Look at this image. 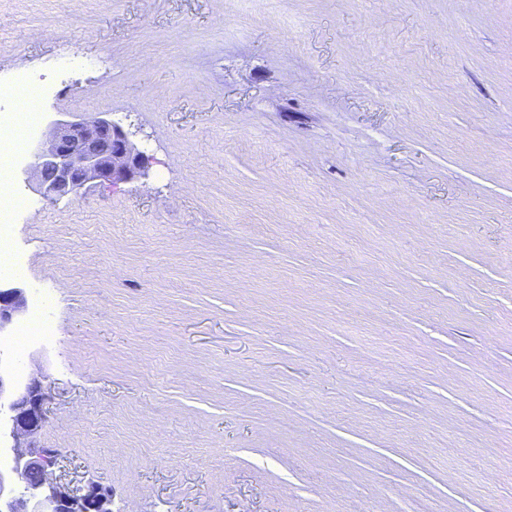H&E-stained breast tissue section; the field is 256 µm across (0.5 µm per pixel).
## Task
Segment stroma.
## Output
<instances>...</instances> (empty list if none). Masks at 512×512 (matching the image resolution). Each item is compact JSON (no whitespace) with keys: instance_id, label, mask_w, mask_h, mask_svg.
Wrapping results in <instances>:
<instances>
[{"instance_id":"1","label":"stroma","mask_w":512,"mask_h":512,"mask_svg":"<svg viewBox=\"0 0 512 512\" xmlns=\"http://www.w3.org/2000/svg\"><path fill=\"white\" fill-rule=\"evenodd\" d=\"M39 129L147 179L11 226L55 485L112 512H512V0H0ZM41 309V298H37L34 306V319L31 323L23 325L20 328V336H23L26 340H44L52 336L51 325L42 319Z\"/></svg>"}]
</instances>
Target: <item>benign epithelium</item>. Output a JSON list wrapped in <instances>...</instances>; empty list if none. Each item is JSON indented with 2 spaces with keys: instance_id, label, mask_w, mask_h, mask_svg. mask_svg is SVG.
Wrapping results in <instances>:
<instances>
[{
  "instance_id": "7a95c632",
  "label": "benign epithelium",
  "mask_w": 512,
  "mask_h": 512,
  "mask_svg": "<svg viewBox=\"0 0 512 512\" xmlns=\"http://www.w3.org/2000/svg\"><path fill=\"white\" fill-rule=\"evenodd\" d=\"M31 162L23 173L33 175L44 197L56 201L75 196L88 183L112 186L148 175L149 160L124 128L100 114L55 120L42 135L31 140ZM27 308L26 291L0 283V335ZM47 392L41 380L30 378L17 385L0 373V413L12 439L13 459L8 473L0 471V512H103L109 502L105 490L89 485L78 492L54 487L44 493L47 467L59 455L56 448H42L36 436L46 419ZM24 484L14 493L11 481Z\"/></svg>"
}]
</instances>
